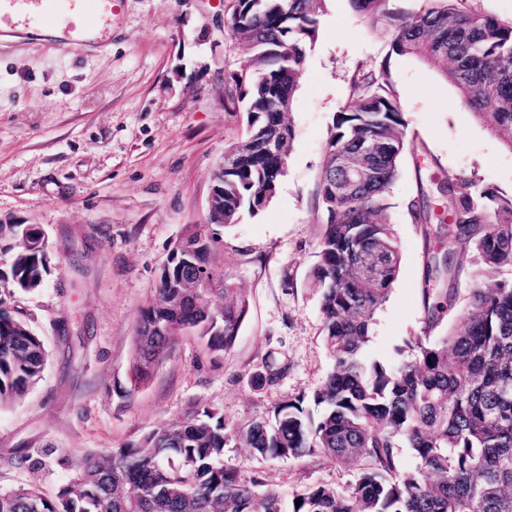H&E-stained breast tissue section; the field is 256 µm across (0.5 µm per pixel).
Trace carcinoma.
I'll list each match as a JSON object with an SVG mask.
<instances>
[{
	"instance_id": "obj_1",
	"label": "carcinoma",
	"mask_w": 512,
	"mask_h": 512,
	"mask_svg": "<svg viewBox=\"0 0 512 512\" xmlns=\"http://www.w3.org/2000/svg\"><path fill=\"white\" fill-rule=\"evenodd\" d=\"M319 0H232L225 24L251 51L248 67L226 81L224 105L243 114L244 141L224 151L220 212L207 217L171 250L155 288L140 309L129 367L131 389L150 383L179 338L192 335L217 354L231 349L247 313L224 269L213 261L211 225L257 216L276 194L294 136L279 105L293 106L307 48L319 29ZM390 0H350L372 30L392 32L398 55L443 60L460 104L478 114L512 148V24L468 7V0H425L416 12L394 11ZM407 121L385 63L353 73L346 103L330 131L315 209L326 217L315 280L333 367L314 389L319 418L286 403L274 421L235 428L216 408H192L135 444L74 462L75 479L48 498L33 486L0 492V512H285L280 494L243 480L224 466V449H249L270 460L322 455L352 471L339 489L312 485L291 512H512V283L496 280L512 264V199L491 187L463 191L441 183L453 223L431 227V196L407 203L423 234L447 235L448 251L428 257L423 289L425 335L408 341L396 365L367 363L377 310L400 269L392 225L382 221ZM374 160L377 179L356 194L335 158ZM15 258L0 271V406L21 400L41 379L47 352L41 338L9 310L5 296L40 288L49 272L45 235L31 224L0 223ZM474 249V274L492 288H474L460 324L430 332L455 308L461 267L453 256ZM373 267V276L364 268ZM204 277L211 287L190 284ZM282 369L255 375L271 386ZM411 449L413 471L399 466Z\"/></svg>"
}]
</instances>
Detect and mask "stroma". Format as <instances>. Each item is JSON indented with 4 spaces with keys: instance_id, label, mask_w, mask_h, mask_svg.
Instances as JSON below:
<instances>
[{
    "instance_id": "35a3bbf8",
    "label": "stroma",
    "mask_w": 512,
    "mask_h": 512,
    "mask_svg": "<svg viewBox=\"0 0 512 512\" xmlns=\"http://www.w3.org/2000/svg\"><path fill=\"white\" fill-rule=\"evenodd\" d=\"M231 0H112V34L86 49L0 30V222L44 231L51 272L9 308L42 338L49 358L21 401L0 407V490L35 485L55 497L72 457L137 441L147 430L210 405L228 425L270 420L329 372L321 291L315 285L325 217L311 202L329 133L359 68L387 61L407 120L406 148L382 218L392 224L400 271L378 310L366 361L390 365L424 329L426 239L406 205L438 182L490 186L512 197V149L459 103L441 62L391 50L349 0H322L320 27L288 120V165L257 216L221 227L217 260L248 303L223 357L182 338L151 383L134 390L128 369L139 310L174 244L205 223L212 175L240 141L224 83L250 51L226 29ZM277 385L255 387L265 361ZM41 461L38 470L19 456ZM242 479L260 477L284 504L317 483L344 487L346 468L323 457L271 461L224 451Z\"/></svg>"
}]
</instances>
